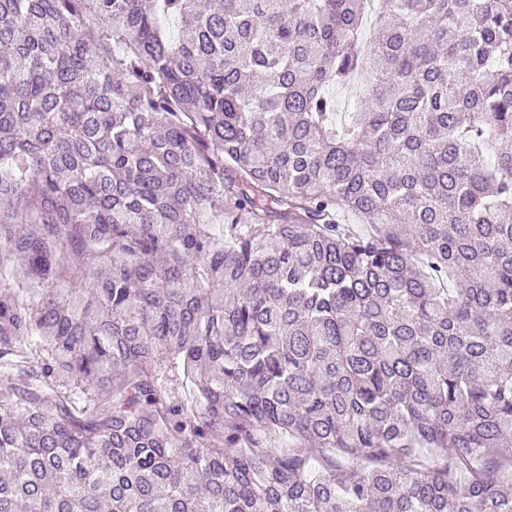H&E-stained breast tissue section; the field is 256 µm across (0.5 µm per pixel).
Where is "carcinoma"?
Listing matches in <instances>:
<instances>
[{
  "label": "carcinoma",
  "instance_id": "carcinoma-1",
  "mask_svg": "<svg viewBox=\"0 0 512 512\" xmlns=\"http://www.w3.org/2000/svg\"><path fill=\"white\" fill-rule=\"evenodd\" d=\"M363 12L0 0V512H512V0Z\"/></svg>",
  "mask_w": 512,
  "mask_h": 512
}]
</instances>
